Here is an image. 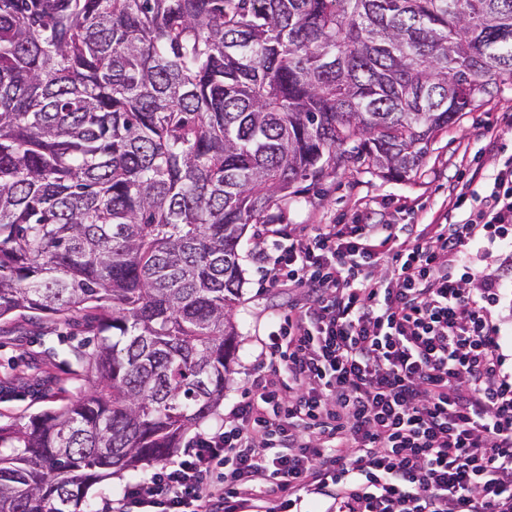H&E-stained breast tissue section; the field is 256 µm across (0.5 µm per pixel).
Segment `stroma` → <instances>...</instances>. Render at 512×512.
Masks as SVG:
<instances>
[{
  "label": "stroma",
  "mask_w": 512,
  "mask_h": 512,
  "mask_svg": "<svg viewBox=\"0 0 512 512\" xmlns=\"http://www.w3.org/2000/svg\"><path fill=\"white\" fill-rule=\"evenodd\" d=\"M490 124L498 131L493 143L485 135ZM504 153L512 154L511 85L502 86L439 134L416 174L388 179L366 163H352L321 186L298 184L284 222L295 234L310 224H365L372 218L387 224H427L445 211L448 190L458 181L468 179L473 189H483ZM256 230V225H249L239 246L244 283L235 311L238 348L224 383V400L204 424L208 430L227 419L260 371L262 340L271 316L287 313L292 304L306 299L305 293L293 288L267 287L257 259ZM487 271L502 278L503 295L493 316L504 336L505 367L512 370V252L494 253ZM92 339L83 319L63 323L20 316L0 323V421L20 423L25 416L53 407L58 388L76 394L80 370L70 350ZM153 470V465L144 464L94 484L86 493L88 512H99L103 498L120 496Z\"/></svg>",
  "instance_id": "1"
}]
</instances>
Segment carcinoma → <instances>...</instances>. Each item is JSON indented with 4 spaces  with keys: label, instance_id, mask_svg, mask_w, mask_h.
<instances>
[{
    "label": "carcinoma",
    "instance_id": "carcinoma-1",
    "mask_svg": "<svg viewBox=\"0 0 512 512\" xmlns=\"http://www.w3.org/2000/svg\"><path fill=\"white\" fill-rule=\"evenodd\" d=\"M512 82V0H0V321L92 313L79 396L0 424V512H84L224 400L250 224L418 171Z\"/></svg>",
    "mask_w": 512,
    "mask_h": 512
}]
</instances>
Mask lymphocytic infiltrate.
Segmentation results:
<instances>
[{
    "mask_svg": "<svg viewBox=\"0 0 512 512\" xmlns=\"http://www.w3.org/2000/svg\"><path fill=\"white\" fill-rule=\"evenodd\" d=\"M265 371L101 512H512V373L479 262L512 247V156L433 224L263 229Z\"/></svg>",
    "mask_w": 512,
    "mask_h": 512,
    "instance_id": "obj_1",
    "label": "lymphocytic infiltrate"
}]
</instances>
